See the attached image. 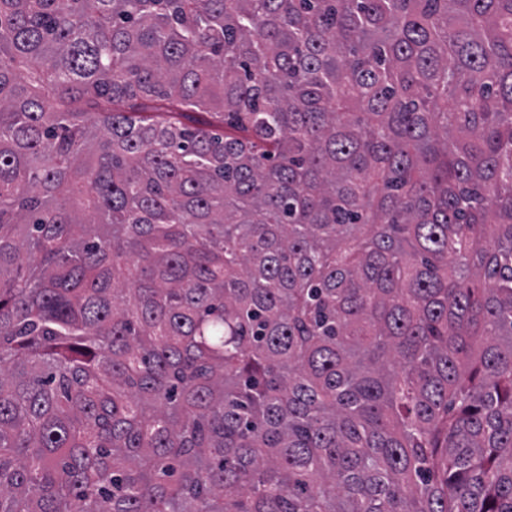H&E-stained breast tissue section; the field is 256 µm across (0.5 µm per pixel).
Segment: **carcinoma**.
<instances>
[{"mask_svg":"<svg viewBox=\"0 0 512 512\" xmlns=\"http://www.w3.org/2000/svg\"><path fill=\"white\" fill-rule=\"evenodd\" d=\"M0 512H512V0H0Z\"/></svg>","mask_w":512,"mask_h":512,"instance_id":"obj_1","label":"carcinoma"}]
</instances>
